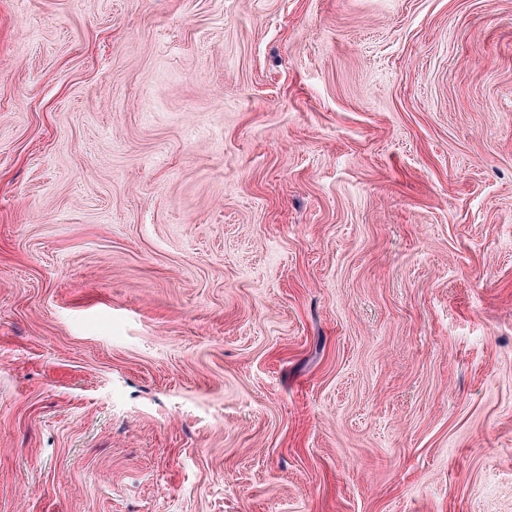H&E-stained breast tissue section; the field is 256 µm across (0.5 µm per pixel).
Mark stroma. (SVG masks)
Wrapping results in <instances>:
<instances>
[{
    "mask_svg": "<svg viewBox=\"0 0 512 512\" xmlns=\"http://www.w3.org/2000/svg\"><path fill=\"white\" fill-rule=\"evenodd\" d=\"M0 512H512V0H0Z\"/></svg>",
    "mask_w": 512,
    "mask_h": 512,
    "instance_id": "1",
    "label": "stroma"
}]
</instances>
